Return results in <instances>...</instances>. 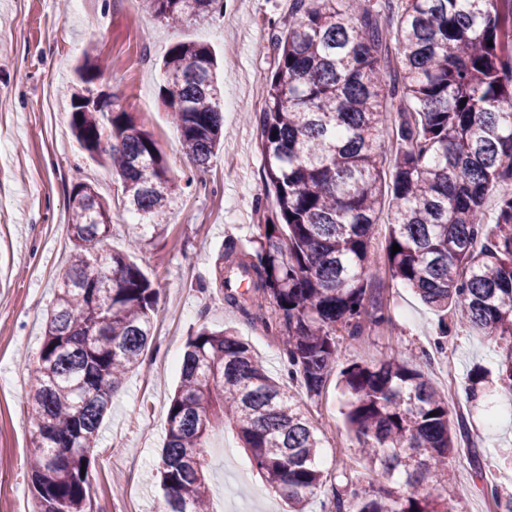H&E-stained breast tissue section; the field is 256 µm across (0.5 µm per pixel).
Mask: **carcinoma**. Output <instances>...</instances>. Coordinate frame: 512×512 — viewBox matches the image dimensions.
Returning <instances> with one entry per match:
<instances>
[{
	"label": "carcinoma",
	"instance_id": "1",
	"mask_svg": "<svg viewBox=\"0 0 512 512\" xmlns=\"http://www.w3.org/2000/svg\"><path fill=\"white\" fill-rule=\"evenodd\" d=\"M291 0L264 79L259 117L264 177L275 189L262 233L249 251L224 245L215 286L243 312L268 300L288 379L318 396L335 366L336 332L356 339L391 323L374 286L370 248L384 207L390 276L416 290L440 316L448 311L506 342L499 377L512 395V0ZM163 23L224 12V0H145ZM492 45H487V42ZM218 63L204 44L180 42L163 58L164 105L183 152L208 167L221 147ZM109 98L71 99L70 126L85 156L121 185L139 224H162L178 185L153 133ZM395 139L390 177L380 139ZM497 196L492 240L477 246L485 205ZM67 264L59 271L31 385V481L38 512H86L89 475L112 394L139 367L159 314V294L127 253L99 248L112 231V201L85 183L69 196ZM401 251L392 253V245ZM346 422L359 459L385 479L444 486L458 454L448 402L424 373L396 355L340 372ZM436 415H431V412ZM233 422L242 448L291 512L323 484L321 439L285 385L268 377L229 328L190 336L181 381L167 412L161 486L166 512H212L207 440ZM496 512L512 492L490 486ZM454 512L451 499L397 495L349 481L329 512Z\"/></svg>",
	"mask_w": 512,
	"mask_h": 512
}]
</instances>
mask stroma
<instances>
[{
    "label": "stroma",
    "instance_id": "35a3bbf8",
    "mask_svg": "<svg viewBox=\"0 0 512 512\" xmlns=\"http://www.w3.org/2000/svg\"><path fill=\"white\" fill-rule=\"evenodd\" d=\"M288 20V0H224V14L181 27L149 18L142 0H0V512H37L27 458L28 393L38 366L54 276L69 252L68 204L72 187L93 184L112 198L107 250L133 255L159 291L160 313L140 367L112 396L100 445L91 459L92 512H162L161 450L170 398L179 382L188 337L201 327L233 328L275 380L286 378L281 347L256 321L225 304L212 288L213 263L228 241L249 246L274 198L266 183L256 123L263 79L275 65L271 32ZM180 41L207 44L223 58L224 149L207 170L183 155L159 89V64ZM102 69L92 84L111 94L113 108L132 113L157 139L178 184L166 224L134 225L116 203L118 182L89 161L69 124L70 98L79 88L76 68L85 56ZM391 327L340 338L337 368L374 363L401 352L439 394L449 395L459 447L474 443L481 456L454 463L449 493L459 512H495L486 487L512 489V466L501 459L512 448V403L495 385L471 391L474 371L495 377L505 357L490 336L452 324L445 355L434 356L438 314L405 284L384 280ZM292 391L322 439L324 483L305 512H323L342 478L367 484L355 454L337 376L320 396L300 383ZM209 485L225 512H288L267 488L231 426L209 438Z\"/></svg>",
    "mask_w": 512,
    "mask_h": 512
}]
</instances>
